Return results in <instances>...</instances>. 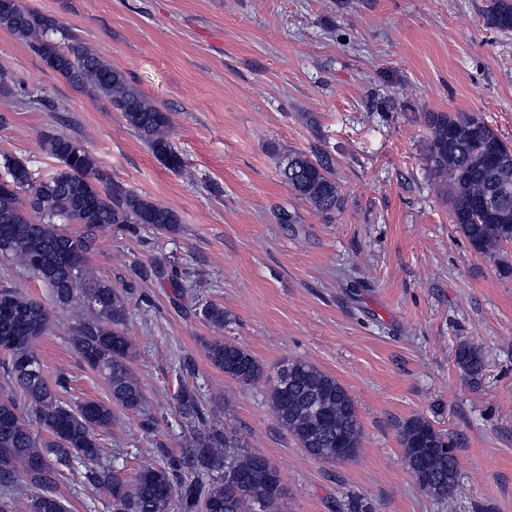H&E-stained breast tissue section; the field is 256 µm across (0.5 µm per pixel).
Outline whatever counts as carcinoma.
<instances>
[{
	"mask_svg": "<svg viewBox=\"0 0 512 512\" xmlns=\"http://www.w3.org/2000/svg\"><path fill=\"white\" fill-rule=\"evenodd\" d=\"M485 20L497 31H512V0H492ZM0 27L27 41L74 88L107 99L157 158L172 169L181 167L168 137L169 114L82 43H54L50 35L61 28L56 19L18 0H0ZM423 121L429 132L428 160L448 198L453 223L477 253L494 256L512 244V147L478 112H425ZM45 146L62 163L48 181L34 184L22 162L7 163L11 180L0 182V253L37 275L58 305L75 311L72 345L107 382L111 402L88 400L72 407L60 399L45 381L34 347L50 328L49 310L34 298L1 289L0 351L7 356L13 388L47 437L32 432L15 398L0 397V486L8 491L21 482L28 490L23 501L1 497L0 512H66L54 491L52 458L90 462L85 486L106 489L113 512H169L176 493L183 512H281L285 488L276 468L263 453L247 449L219 417L206 419L197 397L186 388L178 404L191 429L180 455L142 466L130 481L112 474L111 466L102 462L97 431L112 425V406L136 411L145 394L129 365L126 296L89 267L88 236L71 233L65 225L81 224L93 231L114 224H149L174 232L180 217L145 195L100 178L88 152L68 135H49ZM279 173L288 189L317 211L329 214L342 208L328 160L290 153L281 160ZM30 212L39 219H30ZM199 315L216 331L224 330L229 320L217 303L204 305ZM206 352L213 366L240 383H254L264 374L260 362L233 342L215 339L206 344ZM456 364L475 382L484 357L479 348L462 343ZM269 403L278 425L309 456L334 462L338 449L359 448L362 429L353 398L313 364L294 361L282 369ZM400 437L418 486L433 497L451 498L458 476L456 439L424 418L406 421ZM189 467L203 471L207 479H182Z\"/></svg>",
	"mask_w": 512,
	"mask_h": 512,
	"instance_id": "cac0c4a2",
	"label": "carcinoma"
}]
</instances>
